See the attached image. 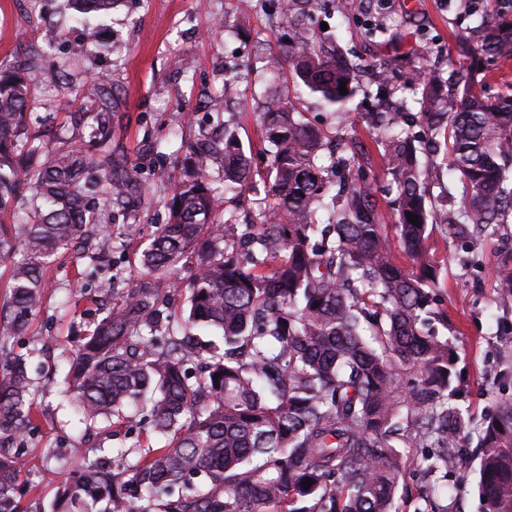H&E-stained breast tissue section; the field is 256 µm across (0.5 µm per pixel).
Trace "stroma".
Returning a JSON list of instances; mask_svg holds the SVG:
<instances>
[{"instance_id": "1", "label": "stroma", "mask_w": 512, "mask_h": 512, "mask_svg": "<svg viewBox=\"0 0 512 512\" xmlns=\"http://www.w3.org/2000/svg\"><path fill=\"white\" fill-rule=\"evenodd\" d=\"M349 15L333 13L322 0L313 25L327 24V37L339 39L353 62L361 64L363 87L350 103L346 134L373 147V132L359 119L380 103L401 106L405 89L378 91V73L386 68L459 67L458 39L475 18L492 12L512 15V0H386L374 10L370 0H348ZM276 0H115L97 17L107 47L86 50L83 29L73 20L68 0H0V62L28 68L35 102L55 100L64 110L55 120L64 129L65 148L88 141L90 127L80 119L81 101L65 89L66 80L52 66L67 57L75 81L105 75L112 82V149L136 165L144 188L161 196L184 177L181 161L191 144L232 132L253 165L264 166L265 143L258 114L267 75L261 59L279 50L284 28L274 14ZM384 28L381 38L370 28ZM239 77V92L224 110L210 109L212 95L227 77ZM161 203L113 207L106 221L120 228L139 225V237L112 253L117 287L137 277L138 259L154 225L165 223ZM512 245V218L498 234L466 244L434 231L429 245L441 262V299L448 314V338L459 353L457 373L462 406L480 416L512 398V298L498 295L492 273L504 244ZM76 258L61 255L44 270L43 303L28 337L14 340L13 352L26 355L35 397L42 413L34 449L18 484L47 489L50 470L60 458L77 456L83 427L58 393L64 377L59 338L74 325L92 321V306L80 301L74 278Z\"/></svg>"}]
</instances>
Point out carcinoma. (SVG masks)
I'll return each mask as SVG.
<instances>
[{
  "label": "carcinoma",
  "instance_id": "carcinoma-1",
  "mask_svg": "<svg viewBox=\"0 0 512 512\" xmlns=\"http://www.w3.org/2000/svg\"><path fill=\"white\" fill-rule=\"evenodd\" d=\"M112 3L72 0L95 33L92 53L107 42L91 18ZM279 3L289 43L267 57V75L291 69L343 124L356 67L339 44L321 51L307 19L314 0ZM477 28L478 72L459 75L451 91L440 71L386 72L380 85L401 81L418 111L362 116L380 135L393 224L380 223L367 149L314 129L288 89L274 87L260 114L266 173L232 136L221 149L196 143L192 175L163 199L167 222L120 293L100 278L115 238L98 225L96 201L130 202L136 177L107 145L109 80L79 87L97 103L84 113L95 148L58 153L36 130L52 112L32 117L22 65L0 62V214L11 215L0 221V262L10 263L0 315V512H397L412 465L429 479L418 512H454L438 497L440 482L455 476L474 439L483 512H512V400L480 419L459 407L458 351L435 328L448 315L437 308L441 267L427 245L436 225L453 237L492 236L512 214V86L491 92L512 58V20L481 18ZM443 165L461 186L458 209L430 201L432 170ZM258 180L265 196L254 218L221 222L224 204ZM87 249L77 281L97 287L86 300H112L79 332L61 394L104 437L72 463L47 509L38 495L22 503L17 488L39 407L27 359L8 344L41 307L48 260ZM493 281L512 295V255ZM134 426L129 446H104ZM403 448L427 453L411 460Z\"/></svg>",
  "mask_w": 512,
  "mask_h": 512
}]
</instances>
